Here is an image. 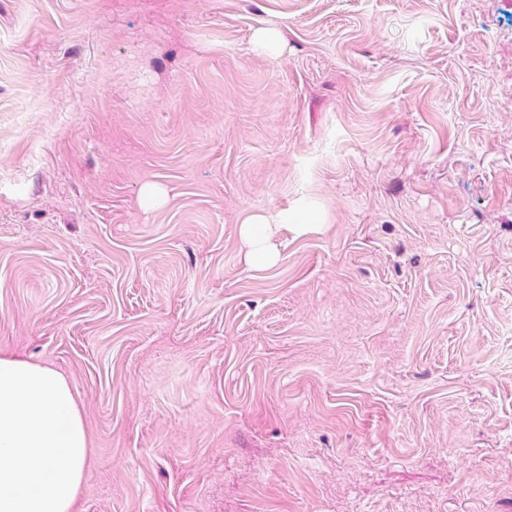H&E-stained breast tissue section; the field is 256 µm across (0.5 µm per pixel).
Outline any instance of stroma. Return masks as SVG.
<instances>
[{
	"label": "stroma",
	"mask_w": 512,
	"mask_h": 512,
	"mask_svg": "<svg viewBox=\"0 0 512 512\" xmlns=\"http://www.w3.org/2000/svg\"><path fill=\"white\" fill-rule=\"evenodd\" d=\"M0 350L78 512H512V0H0ZM279 215H252L240 226L241 237L248 247L247 258L256 269L273 265L278 254L273 243L284 224Z\"/></svg>",
	"instance_id": "35a3bbf8"
}]
</instances>
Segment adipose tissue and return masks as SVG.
<instances>
[{"mask_svg":"<svg viewBox=\"0 0 512 512\" xmlns=\"http://www.w3.org/2000/svg\"><path fill=\"white\" fill-rule=\"evenodd\" d=\"M276 215L240 226L249 263L273 265ZM90 439L69 383L56 369L0 353V512H75Z\"/></svg>","mask_w":512,"mask_h":512,"instance_id":"adipose-tissue-1","label":"adipose tissue"}]
</instances>
